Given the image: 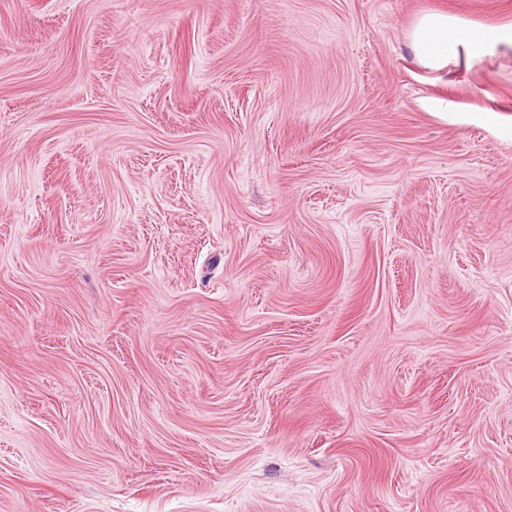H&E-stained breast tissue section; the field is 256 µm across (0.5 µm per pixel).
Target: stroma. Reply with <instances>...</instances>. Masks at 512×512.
I'll return each instance as SVG.
<instances>
[{
  "label": "stroma",
  "instance_id": "stroma-1",
  "mask_svg": "<svg viewBox=\"0 0 512 512\" xmlns=\"http://www.w3.org/2000/svg\"><path fill=\"white\" fill-rule=\"evenodd\" d=\"M512 0H0V512H512ZM411 46L421 63L442 67L448 64V57L460 52L472 59L499 48L512 50V26L479 33L468 22L446 13L425 14L412 31Z\"/></svg>",
  "mask_w": 512,
  "mask_h": 512
}]
</instances>
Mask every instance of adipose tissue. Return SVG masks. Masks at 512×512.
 <instances>
[{"instance_id": "ef3b65f1", "label": "adipose tissue", "mask_w": 512, "mask_h": 512, "mask_svg": "<svg viewBox=\"0 0 512 512\" xmlns=\"http://www.w3.org/2000/svg\"><path fill=\"white\" fill-rule=\"evenodd\" d=\"M411 46L421 63L442 67L449 57L461 53L475 58L499 48L512 50V26L492 27L480 33L462 19L431 13L417 21Z\"/></svg>"}]
</instances>
